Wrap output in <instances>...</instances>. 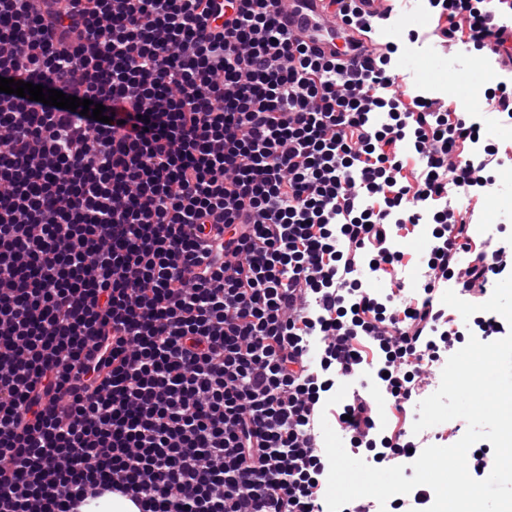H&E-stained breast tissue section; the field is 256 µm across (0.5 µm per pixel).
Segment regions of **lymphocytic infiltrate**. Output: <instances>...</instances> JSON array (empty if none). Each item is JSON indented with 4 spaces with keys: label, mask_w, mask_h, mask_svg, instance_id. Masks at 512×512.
Returning a JSON list of instances; mask_svg holds the SVG:
<instances>
[{
    "label": "lymphocytic infiltrate",
    "mask_w": 512,
    "mask_h": 512,
    "mask_svg": "<svg viewBox=\"0 0 512 512\" xmlns=\"http://www.w3.org/2000/svg\"><path fill=\"white\" fill-rule=\"evenodd\" d=\"M441 15L435 39L483 50L512 0ZM388 63L312 55L270 0H0V77L106 116L0 92V512H323L326 413L351 453L411 466L436 368L506 332L438 295L487 307L506 249L470 209L442 232L491 160ZM429 204L420 293L362 288L402 285ZM80 510V512H137V508L129 500L112 493L88 499Z\"/></svg>",
    "instance_id": "obj_1"
}]
</instances>
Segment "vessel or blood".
<instances>
[{"mask_svg": "<svg viewBox=\"0 0 512 512\" xmlns=\"http://www.w3.org/2000/svg\"><path fill=\"white\" fill-rule=\"evenodd\" d=\"M279 9L282 25L316 54L332 56L340 33L353 45V58L361 60L378 52L377 44L359 29L342 25L329 0H280Z\"/></svg>", "mask_w": 512, "mask_h": 512, "instance_id": "b4317fda", "label": "vessel or blood"}]
</instances>
